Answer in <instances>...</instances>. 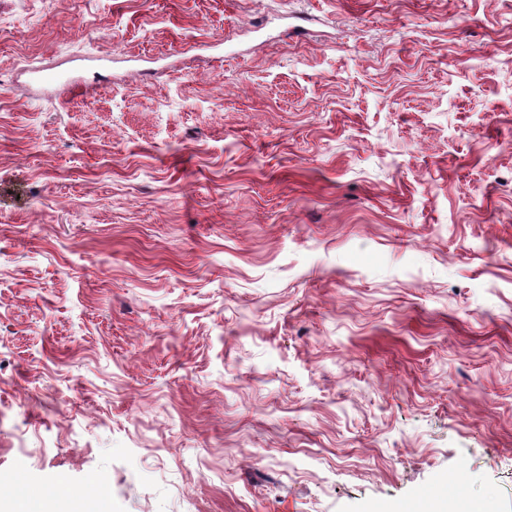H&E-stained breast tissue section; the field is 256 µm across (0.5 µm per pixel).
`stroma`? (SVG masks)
Instances as JSON below:
<instances>
[{"label":"stroma","instance_id":"35a3bbf8","mask_svg":"<svg viewBox=\"0 0 512 512\" xmlns=\"http://www.w3.org/2000/svg\"><path fill=\"white\" fill-rule=\"evenodd\" d=\"M512 512V0H0V512Z\"/></svg>","mask_w":512,"mask_h":512}]
</instances>
